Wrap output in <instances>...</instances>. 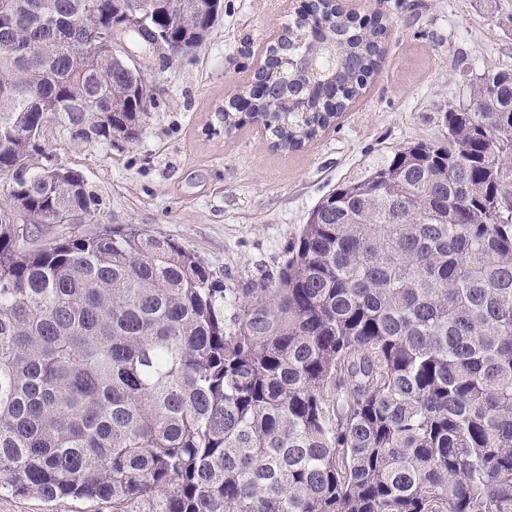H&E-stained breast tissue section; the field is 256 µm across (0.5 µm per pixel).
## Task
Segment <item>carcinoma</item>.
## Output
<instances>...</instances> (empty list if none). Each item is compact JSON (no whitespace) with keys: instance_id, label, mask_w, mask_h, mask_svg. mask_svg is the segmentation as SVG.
<instances>
[{"instance_id":"obj_1","label":"carcinoma","mask_w":512,"mask_h":512,"mask_svg":"<svg viewBox=\"0 0 512 512\" xmlns=\"http://www.w3.org/2000/svg\"><path fill=\"white\" fill-rule=\"evenodd\" d=\"M118 2L0 0L14 212L71 224L98 206L29 170L47 122L139 137L137 71L82 52ZM143 2L175 44H201L216 10ZM386 33L312 0L249 117L301 147L379 69ZM445 122L323 198L274 287L230 314L173 238L113 224L33 248L0 210V490L112 512H512V71L477 75Z\"/></svg>"}]
</instances>
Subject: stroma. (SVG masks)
Returning a JSON list of instances; mask_svg holds the SVG:
<instances>
[{"label":"stroma","instance_id":"stroma-1","mask_svg":"<svg viewBox=\"0 0 512 512\" xmlns=\"http://www.w3.org/2000/svg\"><path fill=\"white\" fill-rule=\"evenodd\" d=\"M193 54L141 57L153 84L136 141L86 144L50 122L44 155L79 172L102 225L134 224L199 257L227 295L277 276L314 206L364 178L394 150L441 139L449 106L487 68L512 70V0H364L389 23L380 71L329 127L283 151L244 120L225 134L220 108L244 93L266 43L294 17L288 0H222ZM0 512H112L76 498L0 492Z\"/></svg>","mask_w":512,"mask_h":512}]
</instances>
